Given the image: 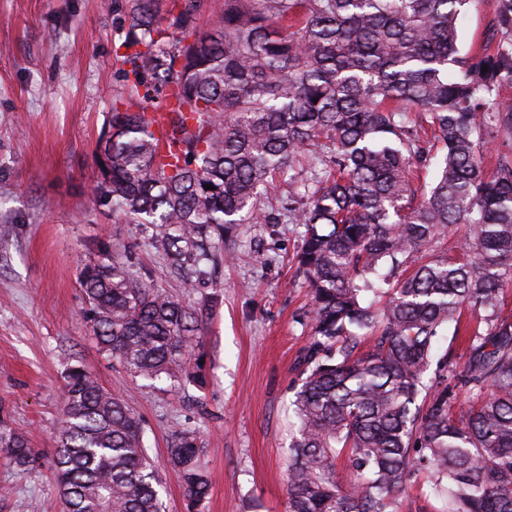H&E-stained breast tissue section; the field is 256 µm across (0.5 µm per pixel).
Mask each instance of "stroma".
Wrapping results in <instances>:
<instances>
[{"label":"stroma","mask_w":512,"mask_h":512,"mask_svg":"<svg viewBox=\"0 0 512 512\" xmlns=\"http://www.w3.org/2000/svg\"><path fill=\"white\" fill-rule=\"evenodd\" d=\"M128 4L0 0V225L11 227L0 236V415L38 453L24 475L0 459V512H63L52 458L68 360L130 398L163 478L165 512H185L180 477L167 464L178 425L200 436V463L212 480L203 512H286L290 387L309 310L291 264L301 225L239 226V258L216 273L224 301L195 348L202 385L145 386L101 351L83 318L79 272L104 241L131 248L174 298L201 296L143 246L138 225L91 194ZM494 5L471 0L461 52L478 50Z\"/></svg>","instance_id":"stroma-1"}]
</instances>
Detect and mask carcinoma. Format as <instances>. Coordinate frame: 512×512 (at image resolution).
Here are the masks:
<instances>
[{
    "label": "carcinoma",
    "mask_w": 512,
    "mask_h": 512,
    "mask_svg": "<svg viewBox=\"0 0 512 512\" xmlns=\"http://www.w3.org/2000/svg\"><path fill=\"white\" fill-rule=\"evenodd\" d=\"M172 2L165 17L162 0H131L93 194L142 227L170 274L201 286L237 259L238 225L272 222L259 199L288 176L310 296L288 512H400L421 475L448 512H512V316L500 302L512 288V150L497 152L491 178L481 170L486 132L512 139V0H495L475 55L458 48L470 0H224L210 34L196 24L203 0ZM168 95L178 104L163 146L145 104ZM433 158L420 195L410 174ZM111 251L102 244L79 277L100 348L133 377L200 378L188 364L221 291L182 302ZM465 307L480 321L450 379L436 343L460 333ZM0 454L19 473L36 460L1 419ZM167 454L186 512H201L211 481L196 430L175 428ZM53 468L66 512H163L141 419L81 364L67 368Z\"/></svg>",
    "instance_id": "carcinoma-1"
}]
</instances>
